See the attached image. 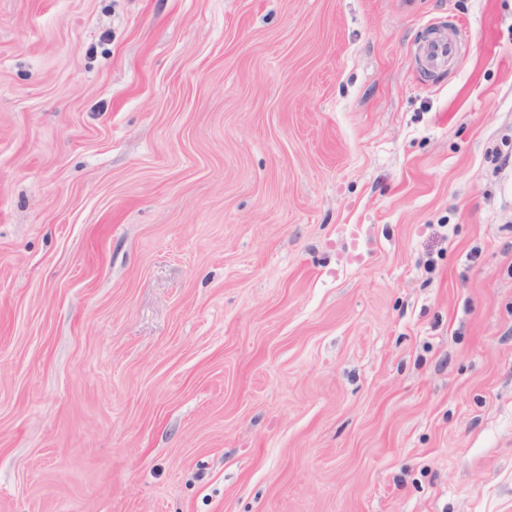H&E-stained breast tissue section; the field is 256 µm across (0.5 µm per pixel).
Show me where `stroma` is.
Segmentation results:
<instances>
[{
  "label": "stroma",
  "mask_w": 512,
  "mask_h": 512,
  "mask_svg": "<svg viewBox=\"0 0 512 512\" xmlns=\"http://www.w3.org/2000/svg\"><path fill=\"white\" fill-rule=\"evenodd\" d=\"M0 512H512V0H0ZM456 52V41L446 36H433L420 47L421 58L430 71L447 69Z\"/></svg>",
  "instance_id": "1"
}]
</instances>
